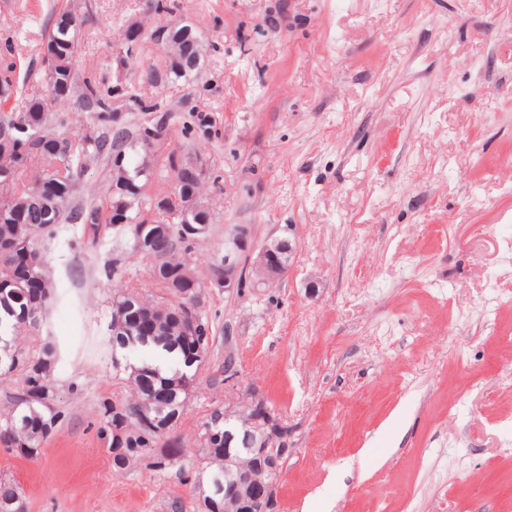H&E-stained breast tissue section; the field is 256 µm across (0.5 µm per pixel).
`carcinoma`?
Wrapping results in <instances>:
<instances>
[{
	"label": "carcinoma",
	"mask_w": 512,
	"mask_h": 512,
	"mask_svg": "<svg viewBox=\"0 0 512 512\" xmlns=\"http://www.w3.org/2000/svg\"><path fill=\"white\" fill-rule=\"evenodd\" d=\"M81 26L82 20L69 6L54 15L42 46V79L47 91L58 86L62 91L49 99L22 94L15 62L0 61V86L5 90L0 102L15 100L10 111L0 113V243L36 249V268L45 282L41 301L35 305L28 289L5 287L13 279L17 252L0 248V377L9 378L14 372L21 376V388L0 406V444L8 452L29 448L35 458L48 431L64 418L63 411L54 407L51 371L57 354L53 344L46 342L40 352L32 353L18 342L22 332L40 331L42 309L52 295L41 236L56 224H78L97 245L101 230L112 227V214L122 211L128 219L127 236L133 241L143 238V245L133 252L152 261V279L164 292L154 297L128 285L112 295L113 349L142 348L150 355L128 372L124 403L119 407L102 404L99 433L108 444L115 472L122 473L133 463L161 471L172 463L171 457L187 451L186 445L174 436L162 443L159 456L144 454L154 443V432L141 412L149 411L150 419L175 430L214 340L208 316L197 302L186 310L189 302L184 294L193 296L210 285H221L224 257H212L204 272H198L187 256L203 238L188 239L181 232L186 217L192 223L212 224V212L204 200L210 178L200 170L191 175L178 170L173 154L159 153L161 141L118 125L113 102L96 83L78 73ZM166 47L168 79L198 74L201 54L192 25L169 28ZM71 103L90 117L89 127L76 141L65 132L49 130L52 113ZM129 107L135 112L157 113L152 129L163 133L169 115L160 104L131 92ZM22 122L36 135L27 145L15 136ZM118 150L137 158L109 167L103 199H78L79 179L87 165L100 159L109 162ZM35 162L41 168L27 181L25 175ZM170 173L174 174L171 191L150 193L152 180L161 181ZM203 427L212 431L195 450L198 470L205 477L203 485L214 478L224 479L227 466L253 468L258 456L254 437L246 430L232 432L225 427L224 407L214 408ZM17 499H22L19 487L0 481V512H11V503Z\"/></svg>",
	"instance_id": "obj_1"
}]
</instances>
